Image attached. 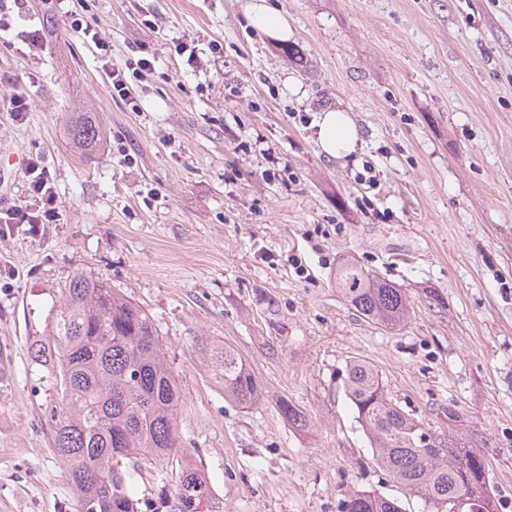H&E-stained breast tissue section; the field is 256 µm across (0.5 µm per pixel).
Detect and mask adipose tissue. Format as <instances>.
<instances>
[{"label": "adipose tissue", "instance_id": "obj_1", "mask_svg": "<svg viewBox=\"0 0 512 512\" xmlns=\"http://www.w3.org/2000/svg\"><path fill=\"white\" fill-rule=\"evenodd\" d=\"M314 141L322 156L339 163L354 161L362 144V130L352 112L327 107L313 121Z\"/></svg>", "mask_w": 512, "mask_h": 512}]
</instances>
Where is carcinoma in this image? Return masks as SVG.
<instances>
[{"instance_id":"cac0c4a2","label":"carcinoma","mask_w":512,"mask_h":512,"mask_svg":"<svg viewBox=\"0 0 512 512\" xmlns=\"http://www.w3.org/2000/svg\"><path fill=\"white\" fill-rule=\"evenodd\" d=\"M66 125L74 152L85 155L99 148L103 130L96 113L70 112ZM336 288L373 324L394 328L409 313L402 289L355 261L340 265ZM33 358L49 370L57 390L58 404L50 411L52 438L77 512H137V499L119 462L132 454L168 462L180 453V387L151 316L107 281L76 272L60 289L48 337L34 349ZM208 371L234 403L248 406L258 399L254 375L230 345H211ZM344 387L374 462L424 499L431 512H453L461 495L472 501L473 512H496L487 463L479 451L405 415L386 397L382 377L366 360L347 365ZM280 410L293 425H307L292 403L283 401ZM423 433L431 438L425 446L418 441ZM204 495L202 475L183 464L175 493L178 512H199ZM341 512L402 508L395 499L355 491L344 498Z\"/></svg>"}]
</instances>
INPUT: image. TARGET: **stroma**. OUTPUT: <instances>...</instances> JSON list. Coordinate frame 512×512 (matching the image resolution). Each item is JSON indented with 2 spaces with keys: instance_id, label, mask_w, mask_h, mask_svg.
Masks as SVG:
<instances>
[{
  "instance_id": "1",
  "label": "stroma",
  "mask_w": 512,
  "mask_h": 512,
  "mask_svg": "<svg viewBox=\"0 0 512 512\" xmlns=\"http://www.w3.org/2000/svg\"><path fill=\"white\" fill-rule=\"evenodd\" d=\"M268 2L288 40L257 31L247 0H29L0 27V145L40 160L59 211L0 235V512H76L32 344L77 271L151 315L203 512H340L357 490L428 512L372 459L344 391L356 358L407 415L484 455L498 512H512V0ZM74 13L87 32L71 29ZM35 29L45 49L24 40ZM93 31L114 66L139 43L155 54L138 111L112 98ZM189 38L202 71L176 50ZM286 73L305 100L284 90ZM19 87L31 106L16 121ZM82 105L105 130L88 157L66 138ZM327 106L360 125L357 164L319 153L311 122ZM269 147L289 179L263 178ZM347 258L407 292L404 325L350 308L335 281ZM215 342L254 374L253 405L210 381ZM284 400L307 427L280 413ZM121 469L139 512H177L178 464Z\"/></svg>"
}]
</instances>
